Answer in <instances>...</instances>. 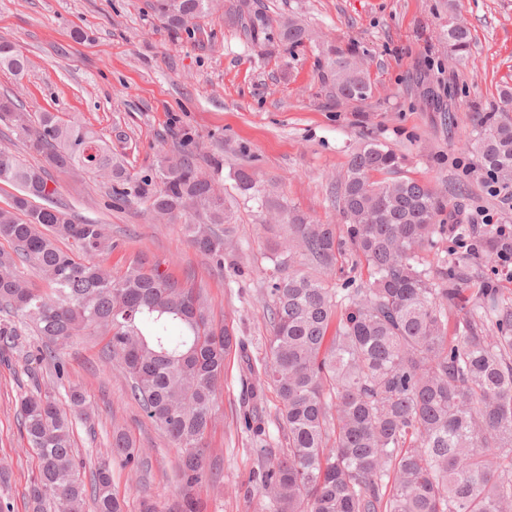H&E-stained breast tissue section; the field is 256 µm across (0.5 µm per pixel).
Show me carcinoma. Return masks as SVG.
Returning a JSON list of instances; mask_svg holds the SVG:
<instances>
[{
    "mask_svg": "<svg viewBox=\"0 0 512 512\" xmlns=\"http://www.w3.org/2000/svg\"><path fill=\"white\" fill-rule=\"evenodd\" d=\"M218 0H152L170 29H188ZM270 21L249 18L251 38L267 37ZM448 43L464 56L466 26L448 25ZM278 43L291 51L309 39L295 18L282 21ZM356 52L336 49L330 76L336 96L364 101L371 85ZM0 67L23 73L27 58L0 44ZM46 166L0 151V183L18 188L0 207V354L36 340L27 356L53 368L69 411L53 390L18 399L20 426L37 466L28 490L32 512H125L112 492V466L136 469L142 450L122 434L96 449L90 481L73 448L77 426L88 425L83 388L68 381L61 348L84 334L106 337L103 356L130 386L132 398L179 450V512H205L198 491L215 483L206 463V433L231 351L244 358L253 404L243 410L246 431L265 435L258 401L276 392L275 419L285 447L261 457L253 471L268 512H512V303L489 284L469 288L460 260L421 253L448 234L437 218L448 199L395 174L404 158L376 141L356 147L336 185L343 232L316 224L261 188L240 168L235 188L273 210L288 238L273 248L266 277L270 336L254 362L247 342L229 326L217 328L212 303L195 288L140 255L112 274L106 261L119 247L103 224L77 221L59 203L50 174L90 171L106 179L112 203L140 204L159 224L181 221L192 248L217 266L232 241L222 225L232 212L216 193L224 155L198 164V145L186 136L157 168L131 173L112 146L79 119L51 112L38 125L18 100L4 95L0 121ZM478 166L512 189V89L500 105L480 112L470 142ZM351 251L367 271L357 287L328 288L307 263L329 267ZM476 253L502 259L490 233ZM38 277L39 288L31 281Z\"/></svg>",
    "mask_w": 512,
    "mask_h": 512,
    "instance_id": "obj_1",
    "label": "carcinoma"
}]
</instances>
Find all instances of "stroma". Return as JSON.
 I'll list each match as a JSON object with an SVG mask.
<instances>
[{"mask_svg": "<svg viewBox=\"0 0 512 512\" xmlns=\"http://www.w3.org/2000/svg\"><path fill=\"white\" fill-rule=\"evenodd\" d=\"M274 20L299 18L311 38L288 52L254 43L220 10L193 33L155 17L150 0H0V42L30 61L20 76L0 68V93H13L31 117H80L111 141L131 172L153 169L158 152L191 133L201 151L224 147L223 186L239 168L255 171L284 205L324 224H341L331 189L361 139L386 143L406 162L400 175L431 183L448 199L447 223L477 224L483 214L512 225V206L476 168L467 142L476 113L500 103L512 86V0H251ZM457 19L472 34L466 58L445 31ZM353 48L372 92L364 101L337 98L329 75L333 49ZM433 98H426V91ZM71 216L107 225L124 250L113 270L138 254L194 287L204 288L216 324H228L262 360L270 334L263 255L285 228L269 226L255 200L234 197L235 246L223 267L191 248L181 223L158 224L143 207L107 204L106 188L87 175L56 174ZM104 340L80 336L62 351L71 382L83 386L95 411L92 428L77 427L75 446L88 453L122 430L141 448L136 472L113 469L112 490L125 512L142 499L174 512L178 453L130 398L126 380L101 357ZM45 369L18 355L0 358V461L9 477L0 504L29 512L27 488L36 461L25 448L17 400L34 386H52ZM249 390L238 352L224 366V386L206 438L207 461L221 491L206 488L207 512H265L252 480L262 448L239 425Z\"/></svg>", "mask_w": 512, "mask_h": 512, "instance_id": "stroma-1", "label": "stroma"}]
</instances>
